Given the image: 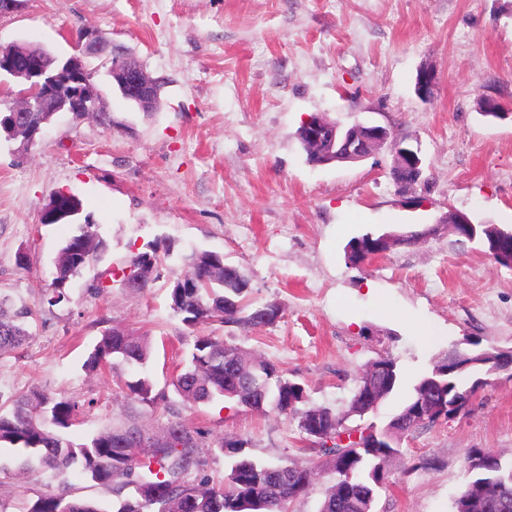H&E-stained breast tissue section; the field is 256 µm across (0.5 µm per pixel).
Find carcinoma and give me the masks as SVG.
<instances>
[{"mask_svg":"<svg viewBox=\"0 0 512 512\" xmlns=\"http://www.w3.org/2000/svg\"><path fill=\"white\" fill-rule=\"evenodd\" d=\"M129 56L120 46H112L101 64L110 73L123 67ZM83 204L77 196L61 198L47 213L49 224H80L79 234L70 237L59 249L54 261L50 288L43 301L50 306L70 302L68 289L89 260L104 253L106 243L89 217L82 216ZM495 241L505 247V256L497 263L509 266L512 257V230L494 227ZM379 237L367 233L352 239L346 257L352 264L365 263L366 255L378 251ZM177 257L184 268L182 278L170 289V306L190 328L224 326L256 330L272 326L267 318L271 311H281L275 303L249 301L248 278L237 266L221 271L215 262L224 259L217 252L192 249L186 251L176 239L159 237L145 244L144 250L117 265L112 282L127 287L137 281L135 291H150L162 278L167 259ZM7 300L0 299V355L18 348L29 336L31 308L6 310ZM152 343L119 328L102 334L88 354L84 367L98 371L118 360L131 366H144L151 358ZM235 366L242 394H224L228 366ZM377 370L365 372L357 384L390 398L405 384L397 361L389 356L376 359ZM448 359L412 381L409 391L391 425L410 433L436 423L432 410L434 391L441 389L474 394L490 385L476 380L485 374L480 366L468 372L446 375ZM131 401L154 404L167 401L165 393L152 395L153 383L143 376L117 383ZM175 392L185 401L210 403L224 399L247 411H271L291 419L308 451L318 457L332 458L336 483L321 504L319 512H372L366 499L387 487V474L381 472L386 458L397 456L401 448L393 439H384L383 430L369 423L346 425V417L329 407L308 405L305 386L296 383L266 360L255 358L241 347L213 335L195 337L186 364L172 377ZM79 401L33 390L13 397L9 408L0 409V446L9 445L25 455V469L34 466L57 475L77 466L95 484L106 488L115 498L114 512H290V506L308 492L306 481L310 466L272 464L244 453V441L219 438L212 447L225 452L230 465L222 480L216 482L207 473L201 448L205 433L186 422L180 408L168 404V429L172 439L155 443L139 451L147 431L135 422L105 428L86 442L66 437L73 424ZM334 440L326 446V439ZM136 495H124L128 488ZM468 500V512H512V461L493 451L488 452L483 468L469 473V479L457 493ZM20 512H108L91 500L69 497L67 488L48 492L27 502Z\"/></svg>","mask_w":512,"mask_h":512,"instance_id":"cac0c4a2","label":"carcinoma"}]
</instances>
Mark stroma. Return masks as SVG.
Masks as SVG:
<instances>
[{
	"instance_id": "1",
	"label": "stroma",
	"mask_w": 512,
	"mask_h": 512,
	"mask_svg": "<svg viewBox=\"0 0 512 512\" xmlns=\"http://www.w3.org/2000/svg\"><path fill=\"white\" fill-rule=\"evenodd\" d=\"M85 30L163 80L160 105L141 112L104 76L111 128L64 115L32 149L0 137V296L35 313L26 342L0 355V396L38 388L76 398V442L131 411L146 430L163 427V405L127 400L116 385L134 368H83L102 333L122 328L153 343L146 373L155 391L172 393L199 334L170 307L180 263L169 260L145 294L88 290L163 236L223 254L247 275L251 299L281 306L274 326L216 333L305 384L313 406L345 411L359 374L382 355L411 381L464 338L512 347V268L440 222L457 210L512 228V120L476 106L486 95L512 108V0H22L0 14V46L68 57ZM424 66L437 73L426 103L415 93ZM313 114L410 137L425 159L421 183L395 186L388 144L358 163L308 164L296 131ZM58 191L82 200L107 250L72 281L70 302L49 306L42 294L75 232L39 221ZM387 231L424 237L361 266L346 261L350 239ZM425 320L441 331L432 347L418 337ZM181 409L210 438L244 440L257 459L313 466L317 478L292 510L319 512L336 475L304 453L293 422L221 399ZM401 448L373 512H454L469 449L512 459V378L500 375L468 415L406 435ZM18 467L13 449L0 450V512L63 481L73 497L112 503L79 470L58 478Z\"/></svg>"
}]
</instances>
